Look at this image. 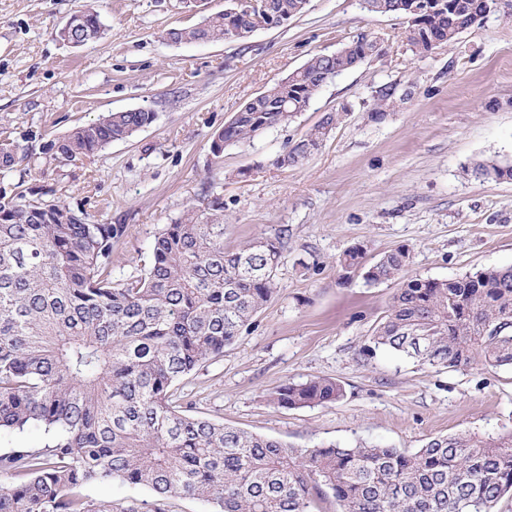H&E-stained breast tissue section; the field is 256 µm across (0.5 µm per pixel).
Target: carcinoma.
Returning <instances> with one entry per match:
<instances>
[{
    "label": "carcinoma",
    "instance_id": "cac0c4a2",
    "mask_svg": "<svg viewBox=\"0 0 512 512\" xmlns=\"http://www.w3.org/2000/svg\"><path fill=\"white\" fill-rule=\"evenodd\" d=\"M366 11L404 20L410 49L425 54L453 43L496 0H445L439 10L410 13L415 0H364ZM307 0H267L258 16L217 13L204 26L171 28L175 44L234 36L263 19L276 26L302 14ZM104 34L84 15L70 37ZM361 32L334 54H315L287 79L246 102L212 136L224 145L282 125L306 111L323 75L350 70L373 51ZM397 87L379 89L375 120ZM154 112H111L50 140L43 154L73 161L152 125ZM329 112L278 158L296 166L336 125ZM19 145L0 140V168L19 163ZM484 180H512V164L484 159ZM123 224H100L64 200L0 185V429L37 426L40 449L0 454V512H141L97 501L93 482L118 479L149 488L148 512H169L175 498L210 502L215 512H315L331 494L345 512H492L512 494V430L495 437L458 433L419 448L360 443L306 450L224 425L183 405L176 383L220 357L279 291L285 259L280 238L224 249V205L188 208L156 234L141 273L112 279V248ZM401 247L368 267V283L399 281L374 327L369 356L390 350L420 364L456 370L512 367V267L452 279L408 274ZM344 387L329 378L286 382L270 393L280 407L335 403Z\"/></svg>",
    "mask_w": 512,
    "mask_h": 512
}]
</instances>
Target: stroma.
Instances as JSON below:
<instances>
[{
	"label": "stroma",
	"mask_w": 512,
	"mask_h": 512,
	"mask_svg": "<svg viewBox=\"0 0 512 512\" xmlns=\"http://www.w3.org/2000/svg\"><path fill=\"white\" fill-rule=\"evenodd\" d=\"M226 0H0V133L31 161L0 182L51 190L92 220L125 225L112 276L136 274L156 233L190 206L224 204V247L280 238V291L221 357L178 384L205 416L294 448L359 442L414 449L430 437L512 429V369L441 370L390 351L364 353L397 281L366 283L365 264L399 247L409 273L448 279L512 265V180L475 178L479 159L512 162V18L491 14L449 46L414 54L391 15L360 0H309L305 13L247 37L175 45L166 29L224 11ZM106 31L74 46L59 36L76 13ZM362 31L386 48L343 72L290 123L211 151L242 105L316 53ZM399 94L371 119L376 92ZM145 107L157 121L95 155L59 162L42 146L110 112ZM329 112L335 128L302 164L277 160ZM331 378L344 397L285 409L270 392Z\"/></svg>",
	"instance_id": "1"
}]
</instances>
